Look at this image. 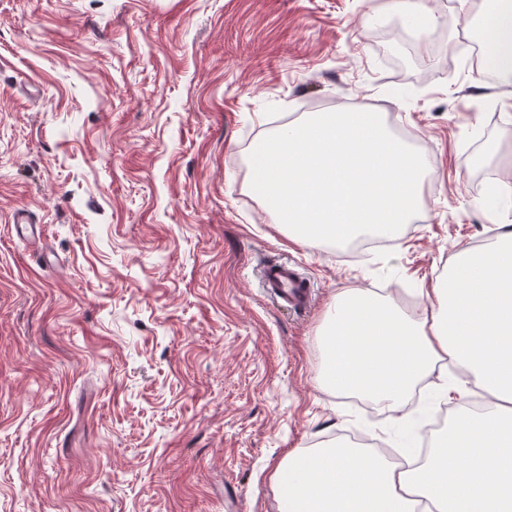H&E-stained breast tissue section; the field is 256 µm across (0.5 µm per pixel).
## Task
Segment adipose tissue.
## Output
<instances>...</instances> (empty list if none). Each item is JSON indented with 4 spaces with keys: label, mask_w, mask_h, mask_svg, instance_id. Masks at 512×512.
<instances>
[{
    "label": "adipose tissue",
    "mask_w": 512,
    "mask_h": 512,
    "mask_svg": "<svg viewBox=\"0 0 512 512\" xmlns=\"http://www.w3.org/2000/svg\"><path fill=\"white\" fill-rule=\"evenodd\" d=\"M487 57L512 77V0L485 20ZM320 382L391 410L442 362L463 367L492 411L450 426L414 471L337 443L289 453L274 474L278 512H512V226L462 250L420 313L372 290L337 293L319 337Z\"/></svg>",
    "instance_id": "1"
}]
</instances>
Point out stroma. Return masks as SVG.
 <instances>
[{
  "label": "stroma",
  "instance_id": "1",
  "mask_svg": "<svg viewBox=\"0 0 512 512\" xmlns=\"http://www.w3.org/2000/svg\"><path fill=\"white\" fill-rule=\"evenodd\" d=\"M419 2L423 30L396 0H0V512H277L289 452L396 449L399 413L319 388L316 333L340 289L419 303L496 241L512 155V79L462 40L489 0ZM372 106L425 160L421 212L353 255L289 239L248 146ZM512 196V161L502 164L498 169V177L492 182L487 194V205L493 206L494 201L501 197ZM13 224L15 233L19 239L32 242L41 238V227L37 224H32L26 210L19 209L14 213ZM263 279L268 293L281 307L294 312H305L311 307L312 290L293 265L269 263L263 268Z\"/></svg>",
  "mask_w": 512,
  "mask_h": 512
}]
</instances>
